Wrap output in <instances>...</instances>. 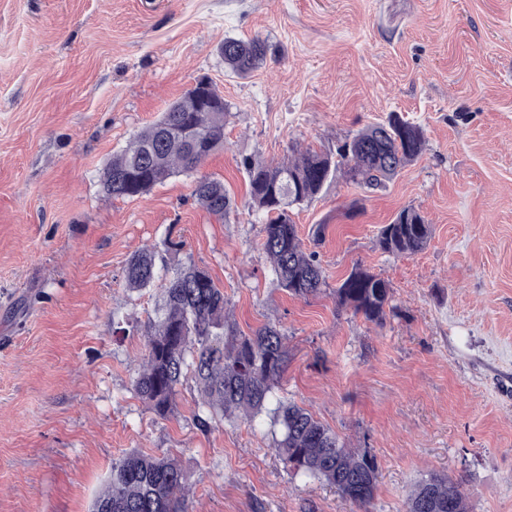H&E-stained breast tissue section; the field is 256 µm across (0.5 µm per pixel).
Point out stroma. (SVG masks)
Instances as JSON below:
<instances>
[{
	"instance_id": "obj_1",
	"label": "stroma",
	"mask_w": 512,
	"mask_h": 512,
	"mask_svg": "<svg viewBox=\"0 0 512 512\" xmlns=\"http://www.w3.org/2000/svg\"><path fill=\"white\" fill-rule=\"evenodd\" d=\"M228 36L277 53L237 77ZM201 76L230 117L200 170L236 214L209 215L184 174L104 198L112 156ZM392 112L422 127L423 153L385 188L338 177L293 208L327 286L291 296L265 217L243 207L241 159L332 151ZM408 206L427 246L384 253L380 227ZM168 239L167 268L207 271L239 331L286 334L274 400L375 455L368 512H406L431 473L461 483L472 512H512V0H0V512H89L130 450L182 466L189 512H359L288 470L268 414L203 432L193 381L167 419L137 395L160 289L130 290L124 269ZM357 264L391 285L381 324L336 304Z\"/></svg>"
}]
</instances>
